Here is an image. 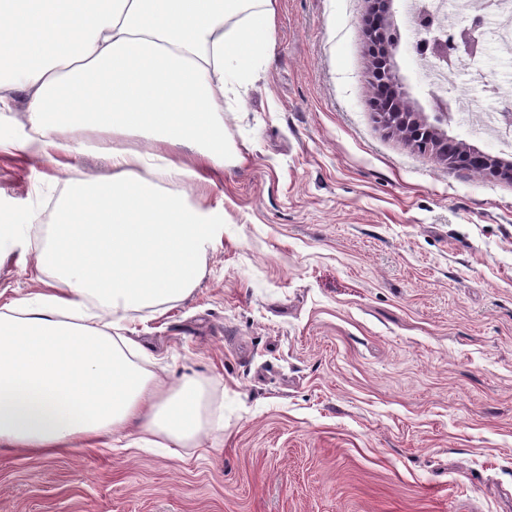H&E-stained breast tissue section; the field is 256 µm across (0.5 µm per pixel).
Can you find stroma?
Here are the masks:
<instances>
[{
    "label": "stroma",
    "mask_w": 512,
    "mask_h": 512,
    "mask_svg": "<svg viewBox=\"0 0 512 512\" xmlns=\"http://www.w3.org/2000/svg\"><path fill=\"white\" fill-rule=\"evenodd\" d=\"M367 0H276L272 59L224 115L226 166L192 205L222 215L185 297L133 313L150 371L194 376L201 442L0 451V512H512V179L437 161L375 112ZM396 62L432 86L406 0ZM488 18L479 66L447 71L449 136L512 162L477 112L512 108ZM0 155V222L34 215L0 265V307L39 291L23 260L104 158ZM70 170H63V163Z\"/></svg>",
    "instance_id": "35a3bbf8"
}]
</instances>
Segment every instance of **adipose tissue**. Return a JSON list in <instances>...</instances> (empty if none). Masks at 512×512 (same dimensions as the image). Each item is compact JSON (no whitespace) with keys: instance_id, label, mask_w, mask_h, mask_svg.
I'll list each match as a JSON object with an SVG mask.
<instances>
[{"instance_id":"adipose-tissue-1","label":"adipose tissue","mask_w":512,"mask_h":512,"mask_svg":"<svg viewBox=\"0 0 512 512\" xmlns=\"http://www.w3.org/2000/svg\"><path fill=\"white\" fill-rule=\"evenodd\" d=\"M274 2L0 0V112L28 116L22 134L0 121V153L54 161L77 126L112 168L81 181L66 200L76 222L34 256L53 286L0 311L1 448H92L131 426L176 445L213 431L203 387L145 370L120 330L202 275L221 222L188 199L224 166V101L271 58ZM134 136L145 145L122 146Z\"/></svg>"}]
</instances>
